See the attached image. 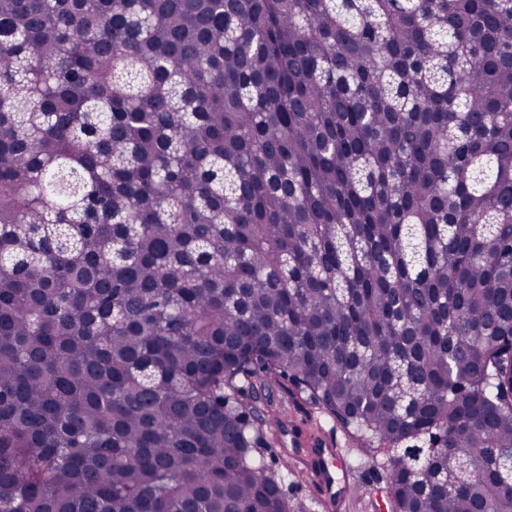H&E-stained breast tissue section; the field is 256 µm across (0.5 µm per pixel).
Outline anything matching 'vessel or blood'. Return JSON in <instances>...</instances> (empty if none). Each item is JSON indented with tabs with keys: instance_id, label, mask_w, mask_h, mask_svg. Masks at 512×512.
I'll return each instance as SVG.
<instances>
[{
	"instance_id": "b4317fda",
	"label": "vessel or blood",
	"mask_w": 512,
	"mask_h": 512,
	"mask_svg": "<svg viewBox=\"0 0 512 512\" xmlns=\"http://www.w3.org/2000/svg\"><path fill=\"white\" fill-rule=\"evenodd\" d=\"M317 503L324 512H345L355 479L346 471L345 459L332 439L314 435L305 447L295 449Z\"/></svg>"
}]
</instances>
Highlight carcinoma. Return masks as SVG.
<instances>
[{
  "mask_svg": "<svg viewBox=\"0 0 512 512\" xmlns=\"http://www.w3.org/2000/svg\"><path fill=\"white\" fill-rule=\"evenodd\" d=\"M282 379L512 512V0H0V512H294Z\"/></svg>",
  "mask_w": 512,
  "mask_h": 512,
  "instance_id": "carcinoma-1",
  "label": "carcinoma"
}]
</instances>
